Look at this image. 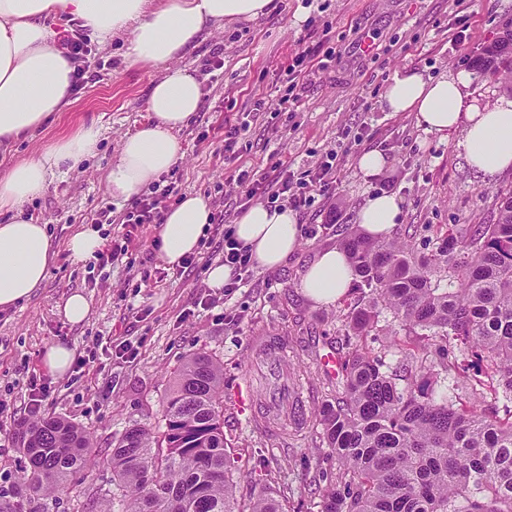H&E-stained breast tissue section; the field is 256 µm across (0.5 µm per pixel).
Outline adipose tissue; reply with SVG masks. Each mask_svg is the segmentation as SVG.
Returning <instances> with one entry per match:
<instances>
[{"label":"adipose tissue","mask_w":512,"mask_h":512,"mask_svg":"<svg viewBox=\"0 0 512 512\" xmlns=\"http://www.w3.org/2000/svg\"><path fill=\"white\" fill-rule=\"evenodd\" d=\"M272 8L273 0H0V148L33 138L69 105L73 67L50 22L62 16L79 20L100 43L126 39L128 62L162 70L149 95V122L122 138L108 174L112 198L132 200L182 157L177 133L201 104L199 80L175 66V59L206 26L252 21ZM473 81L465 69L437 78L405 70L393 76L383 103L390 112L414 113L425 131H462L469 164L493 176L512 169V97L478 99L470 91ZM100 137L99 126H81L37 158L0 173V213L10 215L0 223V310L32 297L56 256L47 225L24 217L22 206L41 196L56 174L94 156ZM401 214L400 198L382 193L366 199L357 222L365 235L379 239ZM211 215L200 195L185 196L166 211L157 228L161 261L173 268L197 253ZM231 230L265 270L282 266L301 241L295 212L262 203L242 211ZM353 280L346 253L332 247L317 254L300 287L314 304L325 306L336 303Z\"/></svg>","instance_id":"adipose-tissue-1"}]
</instances>
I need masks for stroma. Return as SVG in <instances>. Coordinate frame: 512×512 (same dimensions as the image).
<instances>
[{"label": "stroma", "instance_id": "35a3bbf8", "mask_svg": "<svg viewBox=\"0 0 512 512\" xmlns=\"http://www.w3.org/2000/svg\"><path fill=\"white\" fill-rule=\"evenodd\" d=\"M512 23V0H275L267 15L247 23L206 29L192 40L179 66L194 71L203 91L201 106L179 131L183 157L166 174L179 195L203 196L213 211L238 216L241 207L226 178L224 128L250 111V129L236 146L243 165L282 163L289 174L332 162L335 181L298 215L301 243L274 271L252 268L231 294L209 289L207 270L224 255L225 225H209L193 264L170 268L158 257L155 227L136 225L118 261L99 257L77 262L66 242L91 226L101 211L121 219L131 203L116 204L107 175L121 138L149 117L147 108L159 68L124 62L125 43L90 41L88 69L71 104L33 139L0 155V170L36 158L54 141L82 125L98 123L102 139L95 156L56 175L45 192L23 206L36 223L48 225L56 258L36 293L0 310V499L11 500L23 473L16 425L47 415L83 426L92 450L101 453L133 423L164 429L162 404L173 373L191 354L206 352L224 366V439L240 457L244 476L233 494L248 507L260 487L285 512H321V488L336 473L330 454L310 423L314 409L334 399L338 378L327 376L322 359L344 357L348 339L338 305H314L301 291V277L324 248L358 231L356 213L373 194L391 193L402 215L391 238L410 240L428 254L452 224H486L498 190L512 186V171L487 176L471 168L462 132L429 133L413 113L384 110L382 96L397 71L437 76L470 68L471 58ZM333 39L323 45L322 31ZM327 62L300 106L271 112L263 104L285 88L286 66L299 50ZM220 66H212V59ZM381 151L385 169L363 176L359 155ZM335 223H325L328 212ZM90 303L88 318L68 323L58 307L72 292ZM287 337L278 377L264 369L256 341ZM64 344L74 360L64 376L43 365L45 350ZM249 375L252 406L235 391ZM288 400L269 411L283 429L256 428L253 414L267 411L275 383ZM39 403H32V396ZM81 497L39 494L25 512H102L115 485L112 472L97 467L78 485Z\"/></svg>", "mask_w": 512, "mask_h": 512}]
</instances>
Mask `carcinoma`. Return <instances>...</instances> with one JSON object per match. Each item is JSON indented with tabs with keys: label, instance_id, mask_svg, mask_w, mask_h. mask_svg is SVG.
Masks as SVG:
<instances>
[{
	"label": "carcinoma",
	"instance_id": "1",
	"mask_svg": "<svg viewBox=\"0 0 512 512\" xmlns=\"http://www.w3.org/2000/svg\"><path fill=\"white\" fill-rule=\"evenodd\" d=\"M471 64L484 77H511L512 32L483 45ZM342 249L370 297L343 319L357 342L341 365V396L314 413L338 464L322 512H512V408L486 403L490 395L512 402V188L497 193L492 223L448 230L430 255L358 234ZM384 312L415 337L401 387L362 343ZM454 348L468 361L449 356ZM450 372L480 404L435 397ZM223 390L221 362L190 355L163 401L165 430L134 423L98 459L80 425L53 415L24 421V490L69 494L73 475L106 465L119 512H243L224 448ZM249 512L283 508L261 491Z\"/></svg>",
	"mask_w": 512,
	"mask_h": 512
}]
</instances>
